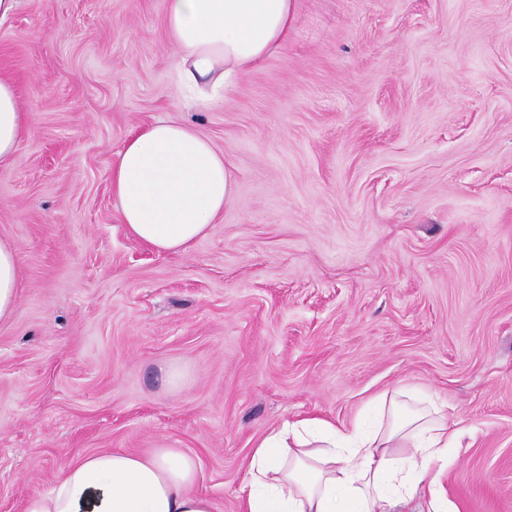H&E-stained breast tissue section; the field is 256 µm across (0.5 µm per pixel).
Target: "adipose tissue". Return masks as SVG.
Masks as SVG:
<instances>
[{
  "label": "adipose tissue",
  "instance_id": "1",
  "mask_svg": "<svg viewBox=\"0 0 512 512\" xmlns=\"http://www.w3.org/2000/svg\"><path fill=\"white\" fill-rule=\"evenodd\" d=\"M295 0H166L165 27L180 78L205 102L287 42ZM28 117L11 80L0 78V163L15 153ZM112 195L128 233L144 245L179 252L206 237L233 194L223 151L194 127L159 120L133 134L111 169ZM14 248L0 241V320L17 303ZM399 387L380 397L368 432L320 418L286 421L254 446L244 491L248 512H392L397 498H423L448 512L440 475L430 467L461 447L436 405L411 408ZM197 457L180 448L145 453L103 450L70 462L53 487L23 512H214L196 492Z\"/></svg>",
  "mask_w": 512,
  "mask_h": 512
}]
</instances>
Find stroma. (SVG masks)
<instances>
[{
    "label": "stroma",
    "mask_w": 512,
    "mask_h": 512,
    "mask_svg": "<svg viewBox=\"0 0 512 512\" xmlns=\"http://www.w3.org/2000/svg\"><path fill=\"white\" fill-rule=\"evenodd\" d=\"M223 103L185 101L165 0H18L0 76L28 129L0 166L17 253L0 321V512L63 465L181 448L216 512L299 416L404 387L464 427L454 512H512V0H296ZM173 119L225 152L232 200L178 253L128 235L110 172ZM188 371L169 388L164 367Z\"/></svg>",
    "instance_id": "stroma-1"
}]
</instances>
